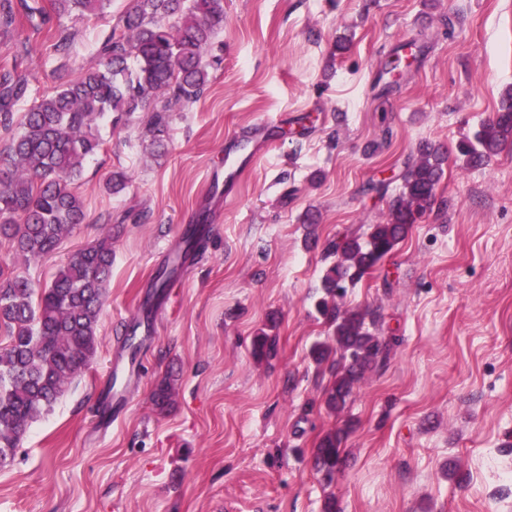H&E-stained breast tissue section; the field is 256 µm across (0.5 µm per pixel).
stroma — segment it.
I'll list each match as a JSON object with an SVG mask.
<instances>
[{
    "label": "stroma",
    "mask_w": 512,
    "mask_h": 512,
    "mask_svg": "<svg viewBox=\"0 0 512 512\" xmlns=\"http://www.w3.org/2000/svg\"><path fill=\"white\" fill-rule=\"evenodd\" d=\"M129 4L0 27V70L17 62L30 78L15 118L94 62ZM62 30L75 34L65 57L52 49ZM411 40L415 63L379 95L380 69ZM207 60L210 83L173 113L163 154L146 113L99 121L103 146L77 182L86 221L53 253L27 259L0 238V269L39 286L104 232L113 249L96 356L0 467V512H330L331 500L332 512H512V148L473 168L453 155L512 87V0H224ZM279 114L225 197V139ZM424 143L450 154L431 211L341 300L380 313L389 357L331 414L329 370L310 356L330 336L316 310L325 247L385 222L397 184L383 197L366 185ZM117 170L128 184L113 195ZM188 224L204 225L203 244L145 309ZM144 314L154 330L137 335L129 409L95 429L123 326ZM271 322L277 353L259 363L252 339ZM169 372L175 404L161 415L151 393ZM343 427L327 481L314 450Z\"/></svg>",
    "instance_id": "35a3bbf8"
}]
</instances>
